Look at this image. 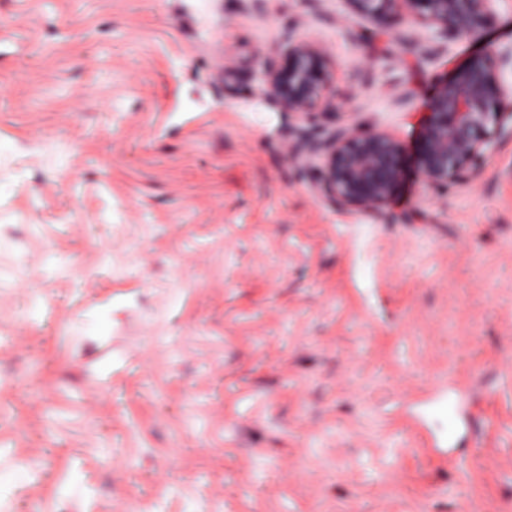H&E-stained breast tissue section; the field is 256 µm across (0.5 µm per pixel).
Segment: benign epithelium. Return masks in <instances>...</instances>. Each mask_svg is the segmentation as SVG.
Returning <instances> with one entry per match:
<instances>
[{
    "label": "benign epithelium",
    "mask_w": 512,
    "mask_h": 512,
    "mask_svg": "<svg viewBox=\"0 0 512 512\" xmlns=\"http://www.w3.org/2000/svg\"><path fill=\"white\" fill-rule=\"evenodd\" d=\"M497 0H344L348 11L376 26L403 15L433 36L478 35L495 17ZM512 45L488 47L442 80L427 104L415 145L424 186L442 193L478 173L507 133L512 134ZM259 79L285 111L316 125L332 87V66L322 45L287 35L280 59L261 65ZM298 149L320 159L310 171L313 188L336 207L379 212L393 199L404 177L402 143L386 132L365 133L340 126L325 137L308 129Z\"/></svg>",
    "instance_id": "obj_1"
}]
</instances>
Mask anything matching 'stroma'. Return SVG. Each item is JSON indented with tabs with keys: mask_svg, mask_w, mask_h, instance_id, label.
<instances>
[{
	"mask_svg": "<svg viewBox=\"0 0 512 512\" xmlns=\"http://www.w3.org/2000/svg\"><path fill=\"white\" fill-rule=\"evenodd\" d=\"M363 28L343 0H0V501L512 512V137L447 195L409 156L382 213L342 210L256 76L318 37L323 128L410 148L512 0L481 39ZM442 390L481 414L453 448Z\"/></svg>",
	"mask_w": 512,
	"mask_h": 512,
	"instance_id": "35a3bbf8",
	"label": "stroma"
}]
</instances>
